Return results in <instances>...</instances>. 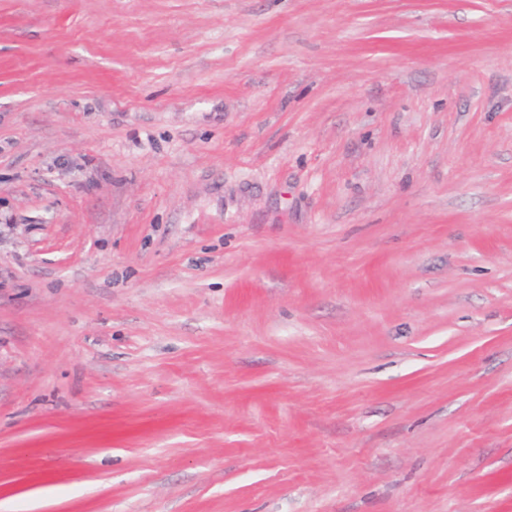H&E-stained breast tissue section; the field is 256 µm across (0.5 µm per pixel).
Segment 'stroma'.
I'll use <instances>...</instances> for the list:
<instances>
[{"label": "stroma", "instance_id": "stroma-1", "mask_svg": "<svg viewBox=\"0 0 512 512\" xmlns=\"http://www.w3.org/2000/svg\"><path fill=\"white\" fill-rule=\"evenodd\" d=\"M0 512H512V0H0Z\"/></svg>", "mask_w": 512, "mask_h": 512}]
</instances>
